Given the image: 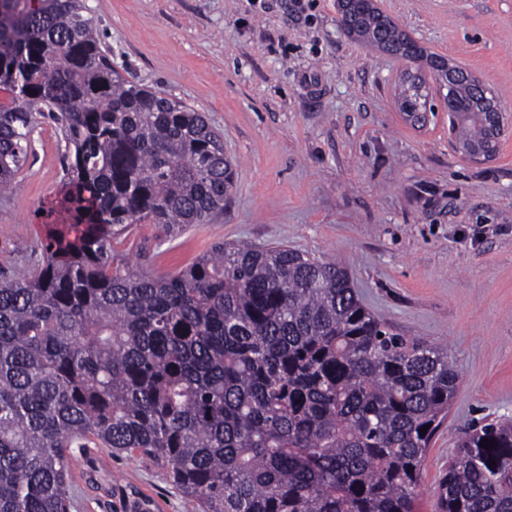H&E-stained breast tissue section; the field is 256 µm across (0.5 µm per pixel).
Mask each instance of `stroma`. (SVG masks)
<instances>
[{
    "instance_id": "35a3bbf8",
    "label": "stroma",
    "mask_w": 512,
    "mask_h": 512,
    "mask_svg": "<svg viewBox=\"0 0 512 512\" xmlns=\"http://www.w3.org/2000/svg\"><path fill=\"white\" fill-rule=\"evenodd\" d=\"M423 47L488 84L512 112V0H377ZM124 77L204 112L237 162L211 224H136L116 251L164 274L217 241L285 245L344 268L360 301L403 336L446 348L459 375L426 452L419 512H434L463 431L512 420V131L476 163L448 109L405 121L406 61L348 37L337 0H87ZM64 143L36 129L0 195V273L69 223ZM71 512H199L149 459L78 448Z\"/></svg>"
}]
</instances>
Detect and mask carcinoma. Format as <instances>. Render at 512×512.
Wrapping results in <instances>:
<instances>
[{"instance_id":"obj_1","label":"carcinoma","mask_w":512,"mask_h":512,"mask_svg":"<svg viewBox=\"0 0 512 512\" xmlns=\"http://www.w3.org/2000/svg\"><path fill=\"white\" fill-rule=\"evenodd\" d=\"M338 8L369 48L411 40L374 2ZM456 69V138L480 142L489 106ZM398 88L400 111H427V82ZM0 92V191L49 120L73 218L0 275V512H70L74 448L155 460L201 512H418L448 351L286 245L218 242L163 275L119 259L134 224L213 223L236 164L204 113L112 66L85 0H0ZM437 512H512V422L464 432Z\"/></svg>"}]
</instances>
